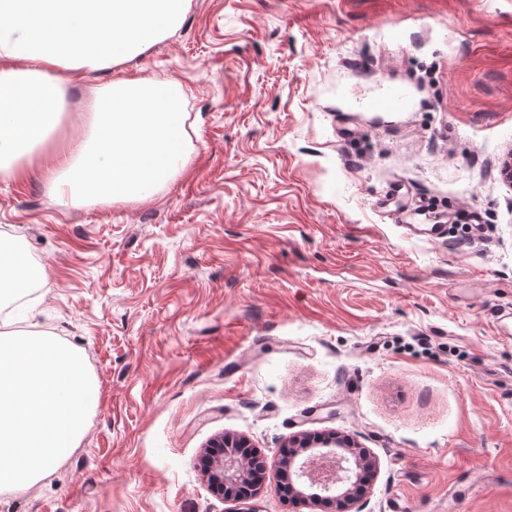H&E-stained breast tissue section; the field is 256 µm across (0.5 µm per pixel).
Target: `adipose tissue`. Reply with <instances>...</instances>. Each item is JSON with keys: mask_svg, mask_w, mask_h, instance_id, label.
<instances>
[{"mask_svg": "<svg viewBox=\"0 0 512 512\" xmlns=\"http://www.w3.org/2000/svg\"><path fill=\"white\" fill-rule=\"evenodd\" d=\"M190 0H0V169L43 180L72 204L154 196L185 160L176 83L118 79L86 104L89 134L55 152L58 174L32 157L61 122L68 87L165 39Z\"/></svg>", "mask_w": 512, "mask_h": 512, "instance_id": "1", "label": "adipose tissue"}]
</instances>
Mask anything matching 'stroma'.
<instances>
[{
	"mask_svg": "<svg viewBox=\"0 0 512 512\" xmlns=\"http://www.w3.org/2000/svg\"><path fill=\"white\" fill-rule=\"evenodd\" d=\"M182 85L189 161L76 207L0 173V241L39 268L0 334L81 353L100 395L67 460L0 512H336L284 502L307 434L376 462L363 512H512V0H191L69 90ZM256 496L200 466L220 435Z\"/></svg>",
	"mask_w": 512,
	"mask_h": 512,
	"instance_id": "stroma-1",
	"label": "stroma"
}]
</instances>
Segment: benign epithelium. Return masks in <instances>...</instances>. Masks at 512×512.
<instances>
[{
  "mask_svg": "<svg viewBox=\"0 0 512 512\" xmlns=\"http://www.w3.org/2000/svg\"><path fill=\"white\" fill-rule=\"evenodd\" d=\"M247 445V440L229 435L211 442L207 466L216 488L222 490L226 483L241 485L252 480L251 472L238 459L236 452V449ZM349 447L351 442L331 434L312 450L308 462L303 464L289 458V474L295 483L303 486L299 494L304 503L319 501L324 492L332 494L341 491L352 483L364 465L375 464L372 459H363L347 451Z\"/></svg>",
  "mask_w": 512,
  "mask_h": 512,
  "instance_id": "7a95c632",
  "label": "benign epithelium"
}]
</instances>
